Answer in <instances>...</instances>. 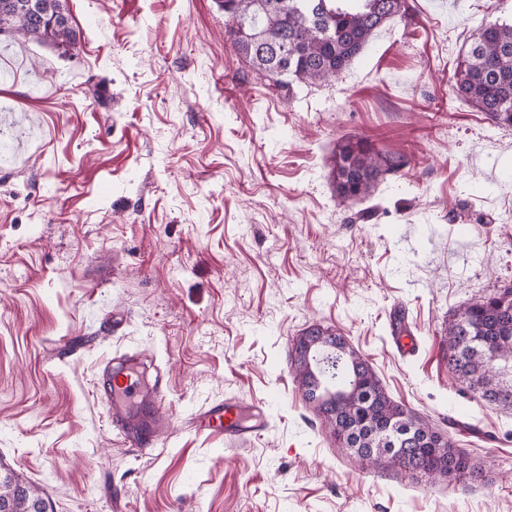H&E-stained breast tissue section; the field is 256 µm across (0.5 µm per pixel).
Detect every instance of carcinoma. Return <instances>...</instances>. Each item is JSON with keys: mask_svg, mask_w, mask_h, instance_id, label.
<instances>
[{"mask_svg": "<svg viewBox=\"0 0 512 512\" xmlns=\"http://www.w3.org/2000/svg\"><path fill=\"white\" fill-rule=\"evenodd\" d=\"M230 42L261 79L286 93L295 84L325 82L342 73L377 29L407 14L405 0H223ZM250 27V37L237 29ZM54 46L77 43L65 0H0V38ZM454 93L512 128V22L473 35L455 73ZM401 153L372 148L360 136L336 144L331 178L337 196L364 199L381 178L407 166ZM448 370L482 401L512 410V288L460 306L444 329ZM294 380L303 400L322 416L342 451L397 471H433L453 480L484 479L478 461L450 435L393 400L346 337L320 325L292 348ZM48 512L39 494L0 472V510Z\"/></svg>", "mask_w": 512, "mask_h": 512, "instance_id": "carcinoma-1", "label": "carcinoma"}]
</instances>
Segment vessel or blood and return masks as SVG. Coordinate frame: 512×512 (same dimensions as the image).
<instances>
[{
	"instance_id": "b4317fda",
	"label": "vessel or blood",
	"mask_w": 512,
	"mask_h": 512,
	"mask_svg": "<svg viewBox=\"0 0 512 512\" xmlns=\"http://www.w3.org/2000/svg\"><path fill=\"white\" fill-rule=\"evenodd\" d=\"M109 420L119 434L135 444L155 441L167 422L155 410L163 400L160 381H148L136 359L117 368H105ZM198 429L229 438H255L266 427L263 413L247 412L234 400L209 405L196 418Z\"/></svg>"
}]
</instances>
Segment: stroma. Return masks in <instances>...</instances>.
<instances>
[{
    "label": "stroma",
    "instance_id": "1",
    "mask_svg": "<svg viewBox=\"0 0 512 512\" xmlns=\"http://www.w3.org/2000/svg\"><path fill=\"white\" fill-rule=\"evenodd\" d=\"M407 6L336 79L290 94L232 51L217 0H68L76 45L0 41V469L53 512H512V410L462 394L443 346L459 306L512 284V129L453 92L512 0ZM345 135L409 164L341 200ZM311 325L484 481L338 453L291 372ZM127 354L164 382L169 426L144 447L99 391ZM227 398L263 409L261 436L196 430Z\"/></svg>",
    "mask_w": 512,
    "mask_h": 512
}]
</instances>
